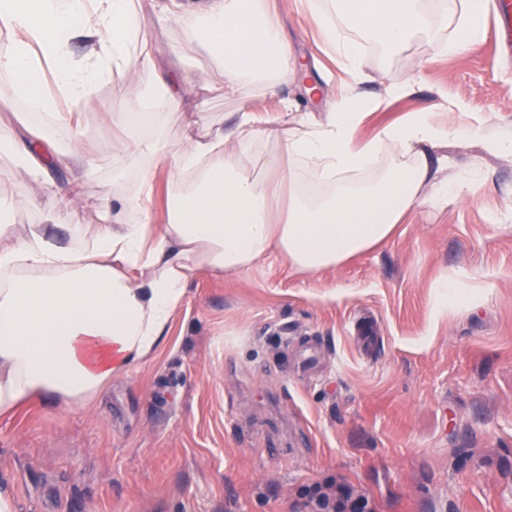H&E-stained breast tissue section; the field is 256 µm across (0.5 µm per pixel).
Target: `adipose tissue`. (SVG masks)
<instances>
[{
	"instance_id": "adipose-tissue-1",
	"label": "adipose tissue",
	"mask_w": 512,
	"mask_h": 512,
	"mask_svg": "<svg viewBox=\"0 0 512 512\" xmlns=\"http://www.w3.org/2000/svg\"><path fill=\"white\" fill-rule=\"evenodd\" d=\"M339 12L312 9L326 47L354 80L365 58L351 40L359 33L388 53L404 51L417 38L447 27L448 16L429 11L424 0H342ZM486 0H462L459 35L445 44L453 53L484 35ZM163 20H191L197 30L190 49L216 59L225 94L241 79L273 72L292 81L294 52L265 0H169ZM0 29L9 34L0 49V73L14 82V95L47 120L34 144L0 140L36 180L50 169L94 170L97 158L84 142L61 151L49 128L58 118V98L85 103L93 84L113 73L125 77L123 101L145 102L142 112L119 110L112 120L126 132L120 150L147 156L136 189L104 201V224L92 242L74 250L61 243L58 215L71 200L55 199L46 223L24 232L0 224V415L39 399L75 405L87 401L118 375L144 366L167 340L186 287L199 272L233 273L268 254L285 256L299 273L336 269L392 237L418 207H437L459 197L462 183L441 178L429 149L482 137L491 152L512 153V138L483 137L471 123L446 125L432 113L413 112L399 124L358 136L363 113L348 98H328L323 119L297 115L296 129L260 125L241 113L234 133L214 128L190 135L185 149L169 156L143 133L164 113L183 110L202 121L165 74L143 87L127 80L132 64L156 70L155 41L131 0H0ZM90 45L77 59L75 38ZM53 65L55 93L41 87L39 58ZM275 139V152L256 155L253 140ZM384 160L381 174L363 185L350 175ZM324 168L329 191L318 197L302 187ZM175 191L166 219L153 206L157 171ZM288 206L276 213L280 191Z\"/></svg>"
}]
</instances>
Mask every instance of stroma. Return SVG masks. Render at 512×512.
Wrapping results in <instances>:
<instances>
[{
    "label": "stroma",
    "instance_id": "35a3bbf8",
    "mask_svg": "<svg viewBox=\"0 0 512 512\" xmlns=\"http://www.w3.org/2000/svg\"><path fill=\"white\" fill-rule=\"evenodd\" d=\"M282 29L307 72L288 85L249 78L214 92L212 62L177 59L191 33L157 24L155 0H134L153 25L158 68L132 66L148 85L156 71L186 72L184 94L207 124L231 128L247 108L286 125L282 102L320 112L305 83L353 90L363 138L409 113L480 121L512 135V60L490 40L455 54L420 39L385 55L362 42L367 77L354 82L328 51L298 0H274ZM412 93L387 99L389 81ZM114 78L70 119L60 103L61 145L93 142L99 165L51 180L75 201L63 242H90L100 207L134 190L142 159L115 157ZM28 122L9 76L0 74V138L25 140ZM460 197L412 211L377 249L333 271L293 273L279 254L234 274L200 273L189 285L167 343L150 362L113 378L86 406L36 402L0 418V495L14 512H307L315 486L345 481L374 512H512V156L466 140L433 149ZM43 189L0 157V197L12 199L16 231L46 219ZM470 276L473 299L436 308L437 285ZM317 343L319 378L291 373L289 343Z\"/></svg>",
    "mask_w": 512,
    "mask_h": 512
}]
</instances>
